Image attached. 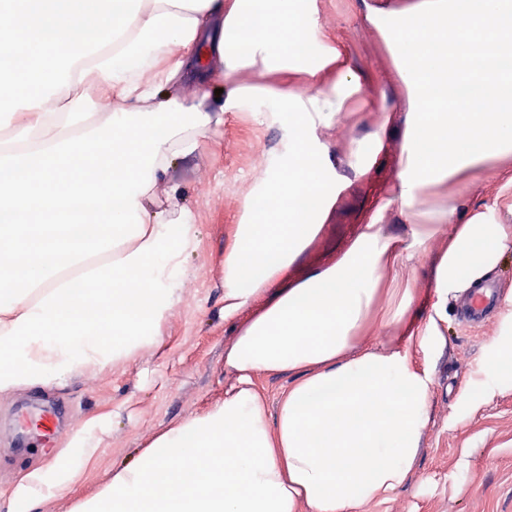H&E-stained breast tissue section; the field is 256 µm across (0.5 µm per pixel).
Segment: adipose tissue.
I'll use <instances>...</instances> for the list:
<instances>
[{
    "label": "adipose tissue",
    "mask_w": 512,
    "mask_h": 512,
    "mask_svg": "<svg viewBox=\"0 0 512 512\" xmlns=\"http://www.w3.org/2000/svg\"><path fill=\"white\" fill-rule=\"evenodd\" d=\"M489 32L512 52V0H417L384 30L406 105L396 197L413 245L440 243L421 326L412 290L394 286L397 241L374 221L327 265L297 264L336 203L317 132L359 91L313 0H0V49L27 51L25 65L0 61V131L35 142L0 158V212L14 218L0 224V395L160 338L197 240L189 211L160 205L179 192L171 168L217 134L245 93L243 68L260 83L293 79L274 96L296 127L288 154L262 195L244 196L224 250V319L237 328L224 367L237 385L155 438L85 512H365L411 480L432 383L417 353L442 346L449 300L512 248L505 225L418 209L421 194L478 166L512 186V81L452 112L449 91L486 85V72L460 56L440 76L449 36ZM306 37L324 46L316 61L300 58ZM97 98L111 105L100 123ZM257 374L288 377L275 409ZM70 471L65 460L27 472L13 502L33 512L43 492L69 490Z\"/></svg>",
    "instance_id": "adipose-tissue-1"
}]
</instances>
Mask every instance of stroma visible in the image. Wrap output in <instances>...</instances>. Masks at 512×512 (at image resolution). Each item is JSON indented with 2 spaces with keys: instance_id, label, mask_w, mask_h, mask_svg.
I'll return each instance as SVG.
<instances>
[{
  "instance_id": "stroma-1",
  "label": "stroma",
  "mask_w": 512,
  "mask_h": 512,
  "mask_svg": "<svg viewBox=\"0 0 512 512\" xmlns=\"http://www.w3.org/2000/svg\"><path fill=\"white\" fill-rule=\"evenodd\" d=\"M325 29L338 36L359 72L364 106L337 115L318 135L331 153L339 194L330 220L300 263L317 268L341 252L357 224L374 216L384 234L400 237L405 248L399 287L414 292L413 308L428 315L433 301V257L438 242L411 246L398 202L397 185L404 120L374 145L381 109L401 110V83L380 31L367 24L357 0H316ZM292 128L279 121L271 98L257 96L225 113L220 135L200 140L188 166L170 171L179 184L178 202L199 229L194 250L184 259L173 313L156 343L117 353L103 368L45 387H19L0 397V503H7L21 475L50 465L63 451L78 463L71 491L45 495L38 512H79L112 482L116 470L137 465L151 442L187 418L222 403L237 379L224 368V350L233 333L224 322V249L243 196L260 189L288 152ZM423 210L441 206L457 214L485 215L512 225V186L477 177L449 185L448 194L421 197ZM443 347L420 354L433 373L429 419L420 444L416 476L390 499L368 512H512V379L486 388L484 370L512 336L504 311L485 325L469 327L460 301L448 305L441 326ZM61 412L51 440L31 438L22 417ZM90 429L95 450L70 447L72 434Z\"/></svg>"
}]
</instances>
